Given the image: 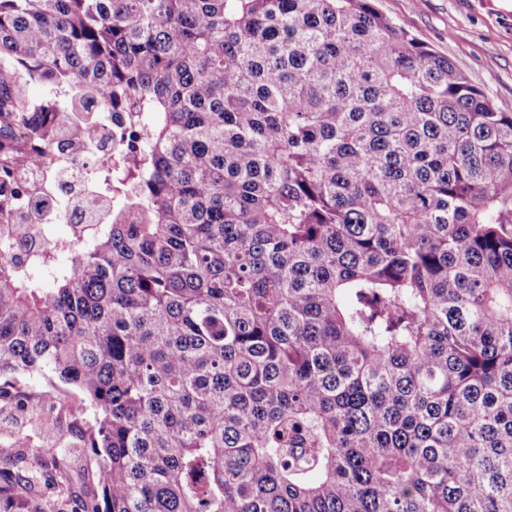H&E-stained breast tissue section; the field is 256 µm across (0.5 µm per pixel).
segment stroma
Instances as JSON below:
<instances>
[{
  "label": "stroma",
  "mask_w": 512,
  "mask_h": 512,
  "mask_svg": "<svg viewBox=\"0 0 512 512\" xmlns=\"http://www.w3.org/2000/svg\"><path fill=\"white\" fill-rule=\"evenodd\" d=\"M381 12L404 24L461 69L500 111L512 112V0H377ZM0 473L15 475V499L30 512L51 504L73 512L101 499L98 462L85 446L94 410L83 394L54 377L1 375ZM28 447H14L17 436ZM53 443L55 458L42 455Z\"/></svg>",
  "instance_id": "obj_1"
}]
</instances>
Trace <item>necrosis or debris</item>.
<instances>
[{
  "instance_id": "obj_1",
  "label": "necrosis or debris",
  "mask_w": 512,
  "mask_h": 512,
  "mask_svg": "<svg viewBox=\"0 0 512 512\" xmlns=\"http://www.w3.org/2000/svg\"><path fill=\"white\" fill-rule=\"evenodd\" d=\"M124 115L104 113L95 140L81 151L51 147L48 157L32 155L11 165V176L0 180V194L39 208L32 225L33 240L47 236L50 224L67 225L74 243H83L92 225L105 223L108 212L103 194L90 190V172L106 165L127 143Z\"/></svg>"
}]
</instances>
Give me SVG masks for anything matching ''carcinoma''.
<instances>
[{
    "instance_id": "carcinoma-1",
    "label": "carcinoma",
    "mask_w": 512,
    "mask_h": 512,
    "mask_svg": "<svg viewBox=\"0 0 512 512\" xmlns=\"http://www.w3.org/2000/svg\"><path fill=\"white\" fill-rule=\"evenodd\" d=\"M1 63L0 140L141 123L82 245L0 222V373L97 412L85 512H512V112L374 0H0Z\"/></svg>"
}]
</instances>
